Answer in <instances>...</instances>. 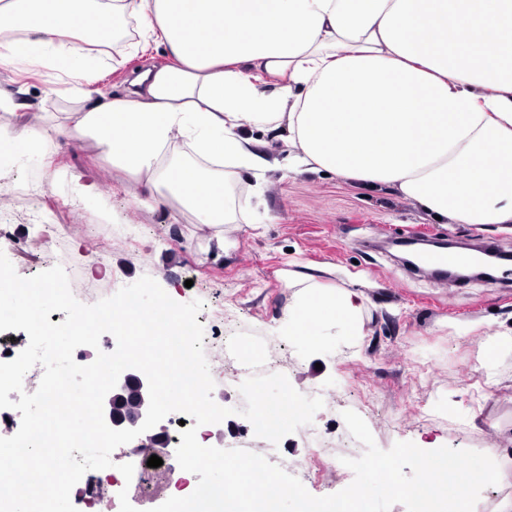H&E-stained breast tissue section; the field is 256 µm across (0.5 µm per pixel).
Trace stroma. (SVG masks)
Segmentation results:
<instances>
[{"mask_svg": "<svg viewBox=\"0 0 512 512\" xmlns=\"http://www.w3.org/2000/svg\"><path fill=\"white\" fill-rule=\"evenodd\" d=\"M134 36L127 29L119 44L100 51L101 88H121L140 70L169 64L160 46L129 55ZM0 86L22 90L38 107L33 122L45 126L73 105L67 84L44 69L0 71ZM37 168L51 172L43 198L61 206L72 234L52 242L47 225L29 223L22 205L0 201V224L11 227L0 237V252L25 278L57 265L102 264L104 287L74 292L86 305L145 275L177 302L202 300L197 320L211 338L204 352L212 397L231 410L210 432L211 446L240 447L248 425L237 413L240 392L224 384L247 367L242 359L225 363L224 346L234 341L273 349L291 385L322 398L312 427L330 442H339L342 413L351 410L384 450L399 441L425 450L512 448V341L485 357L486 340L512 332V270L493 280L440 281L405 267L396 247L423 235L512 253V224H441L390 188L333 173L240 170L231 176L236 221L224 227L231 246L214 259L206 257L195 217L180 201L136 205L135 180L90 142L52 137L34 163L0 153V184L19 185ZM291 273L362 292L361 335H347L338 321L321 328L315 346L289 335L294 298L283 280ZM472 322L479 328L471 333ZM280 448L281 468L311 495L336 493L354 478L336 458L316 471V450L304 430L285 436Z\"/></svg>", "mask_w": 512, "mask_h": 512, "instance_id": "1", "label": "stroma"}]
</instances>
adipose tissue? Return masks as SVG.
<instances>
[{
  "label": "adipose tissue",
  "mask_w": 512,
  "mask_h": 512,
  "mask_svg": "<svg viewBox=\"0 0 512 512\" xmlns=\"http://www.w3.org/2000/svg\"><path fill=\"white\" fill-rule=\"evenodd\" d=\"M21 34L0 36V70L49 67L79 95L53 129L33 103L0 89V149L21 153L49 133L92 138L151 207L171 192L196 217L213 258L233 213L210 164L265 171L254 132L284 130L289 171L333 172L386 186L456 224H512V0H0ZM143 25L131 53L164 47L170 62L131 89L96 87L85 45L110 23ZM197 161L171 165L178 142ZM288 333L314 344L343 320L362 331L363 293L288 275Z\"/></svg>",
  "instance_id": "ef3b65f1"
}]
</instances>
